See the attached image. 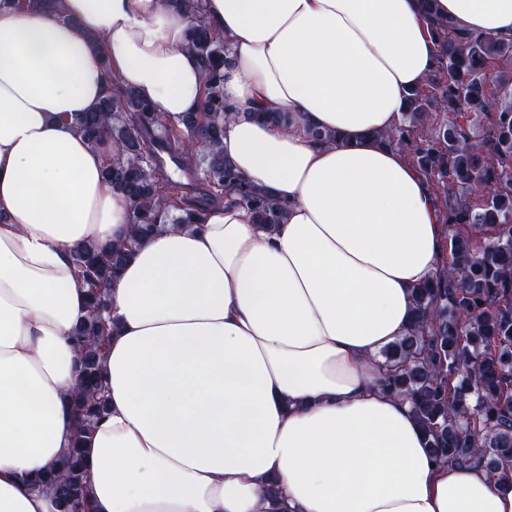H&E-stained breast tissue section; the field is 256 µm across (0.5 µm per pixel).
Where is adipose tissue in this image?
Wrapping results in <instances>:
<instances>
[{
	"label": "adipose tissue",
	"mask_w": 512,
	"mask_h": 512,
	"mask_svg": "<svg viewBox=\"0 0 512 512\" xmlns=\"http://www.w3.org/2000/svg\"><path fill=\"white\" fill-rule=\"evenodd\" d=\"M419 2L204 0L229 50L224 155L282 218L227 200L136 247L110 290L88 512H266L273 487L286 512H512L484 470L437 466L409 402L379 387L447 232L432 183L377 140L440 59ZM60 10L0 5V512H59L29 481L75 429L89 307L71 255L130 228L74 116L111 76L172 124L206 94L194 17L168 0ZM436 12L512 38V0Z\"/></svg>",
	"instance_id": "adipose-tissue-1"
}]
</instances>
